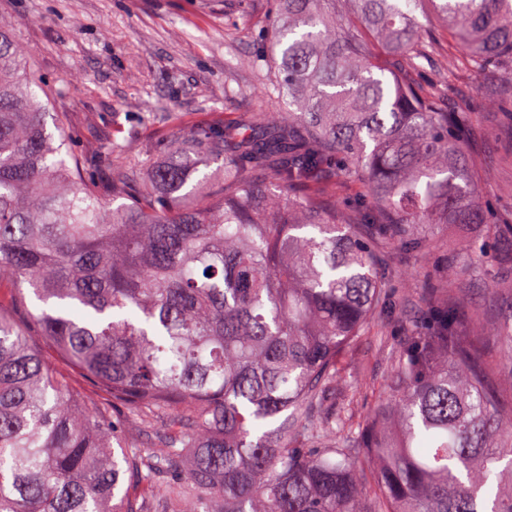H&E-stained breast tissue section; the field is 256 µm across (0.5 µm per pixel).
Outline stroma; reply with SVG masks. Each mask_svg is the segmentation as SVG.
Wrapping results in <instances>:
<instances>
[{
	"mask_svg": "<svg viewBox=\"0 0 512 512\" xmlns=\"http://www.w3.org/2000/svg\"><path fill=\"white\" fill-rule=\"evenodd\" d=\"M273 16L274 0H0V20L47 84L52 111L68 113L76 150L92 158L101 178L112 173L111 157L100 150L105 137L124 143V159L139 163L148 177L166 156L144 153V146L189 145L190 126L205 114L228 120L240 112L287 111L260 76L272 66ZM416 16L442 45L419 60L414 78L468 125L466 155L492 221L512 216V97L488 100L473 76L455 69L453 44L428 4ZM260 53L265 60L257 69L251 60ZM483 241L481 264L459 268L458 258ZM376 248L391 257L393 271L381 279L395 306L348 351L344 407L359 420L386 403L398 343L435 288L472 316L467 333L496 369L501 410L512 414V382L499 372L506 354L494 339L498 324L512 316V288L490 287L507 266L504 248L487 241L481 224L439 225L410 255L394 239Z\"/></svg>",
	"mask_w": 512,
	"mask_h": 512,
	"instance_id": "stroma-1",
	"label": "stroma"
}]
</instances>
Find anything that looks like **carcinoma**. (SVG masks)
Here are the masks:
<instances>
[{
  "label": "carcinoma",
  "mask_w": 512,
  "mask_h": 512,
  "mask_svg": "<svg viewBox=\"0 0 512 512\" xmlns=\"http://www.w3.org/2000/svg\"><path fill=\"white\" fill-rule=\"evenodd\" d=\"M340 2L276 0L265 80L288 111L199 122L193 154L158 141L148 181L111 141L112 175L90 173L0 23V284L109 402L75 398L0 306V512H512V422L455 306L429 303L432 333L396 351L404 444L382 415L336 416L344 354L392 312L375 242L485 224L512 247L466 126L363 51L362 28L417 66L413 0H353L355 24ZM431 2L456 67L512 75V0ZM198 155L224 165L214 200L186 190ZM331 171L367 181L362 219L324 199Z\"/></svg>",
  "instance_id": "1"
}]
</instances>
